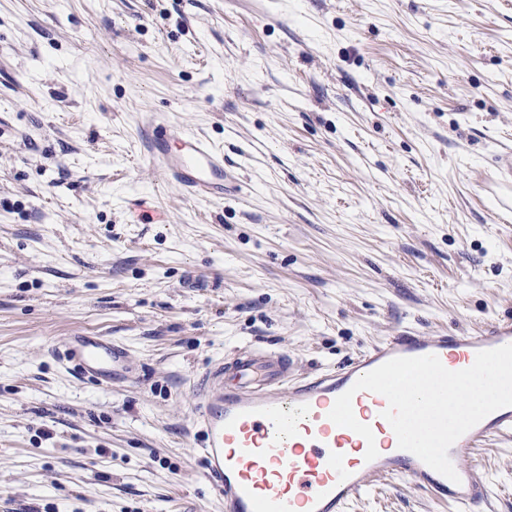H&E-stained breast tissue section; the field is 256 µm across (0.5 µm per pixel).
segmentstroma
Listing matches in <instances>:
<instances>
[{"mask_svg": "<svg viewBox=\"0 0 512 512\" xmlns=\"http://www.w3.org/2000/svg\"><path fill=\"white\" fill-rule=\"evenodd\" d=\"M224 153L190 199L156 126ZM512 0H0V512H222L191 381L512 320ZM128 351L103 388L55 350ZM512 512V437L475 451ZM350 512H454L405 479ZM171 134L164 127L152 132L151 160L161 166L167 180L195 199H220L229 193L242 191L234 171L224 166V153L207 140L192 134H182L173 150Z\"/></svg>", "mask_w": 512, "mask_h": 512, "instance_id": "stroma-1", "label": "stroma"}]
</instances>
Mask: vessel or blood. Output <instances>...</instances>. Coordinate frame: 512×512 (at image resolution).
<instances>
[{"mask_svg":"<svg viewBox=\"0 0 512 512\" xmlns=\"http://www.w3.org/2000/svg\"><path fill=\"white\" fill-rule=\"evenodd\" d=\"M151 159L167 180L195 199H220L242 184L224 165V154L207 140L182 134L171 147L166 128L153 130ZM512 344V321L486 332H403L342 365L294 376L287 352L243 347L212 361L190 387L198 425L203 475L224 512H348L374 482L405 478L458 512H476L489 500L488 480L470 455L488 441L512 436V407L499 409L461 436L448 455L459 475L451 481L400 449L382 413L387 399L355 392L357 420L368 424L379 455L364 458L367 444L328 417L335 400L364 374L396 357L436 355L458 371L479 351ZM64 360L101 385L129 378L126 349L110 337L77 333L59 344Z\"/></svg>","mask_w":512,"mask_h":512,"instance_id":"vessel-or-blood-1","label":"vessel or blood"}]
</instances>
